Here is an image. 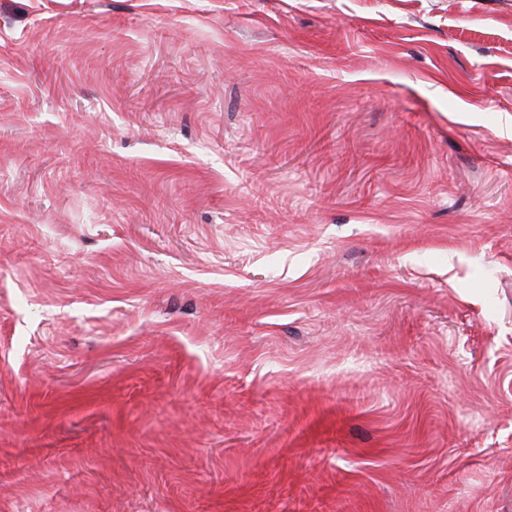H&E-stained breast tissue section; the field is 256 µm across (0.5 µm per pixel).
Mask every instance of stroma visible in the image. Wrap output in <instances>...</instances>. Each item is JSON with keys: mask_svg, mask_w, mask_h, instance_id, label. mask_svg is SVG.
Returning <instances> with one entry per match:
<instances>
[{"mask_svg": "<svg viewBox=\"0 0 512 512\" xmlns=\"http://www.w3.org/2000/svg\"><path fill=\"white\" fill-rule=\"evenodd\" d=\"M0 512H512V0H0Z\"/></svg>", "mask_w": 512, "mask_h": 512, "instance_id": "obj_1", "label": "stroma"}]
</instances>
